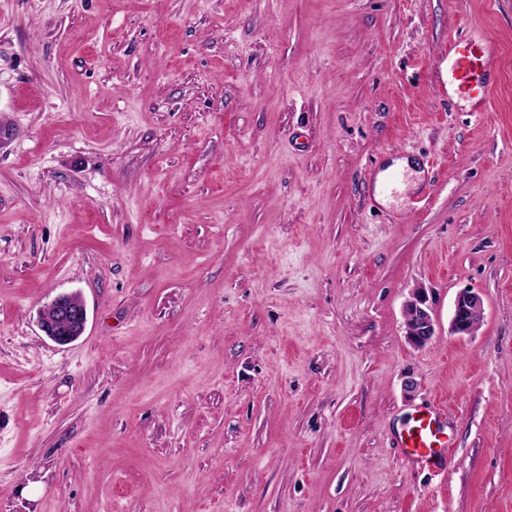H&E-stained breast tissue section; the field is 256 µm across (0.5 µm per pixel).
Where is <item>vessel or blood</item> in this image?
<instances>
[{
    "label": "vessel or blood",
    "mask_w": 512,
    "mask_h": 512,
    "mask_svg": "<svg viewBox=\"0 0 512 512\" xmlns=\"http://www.w3.org/2000/svg\"><path fill=\"white\" fill-rule=\"evenodd\" d=\"M496 44L487 37L473 35L453 43L448 50V83L467 90L476 108H483L493 83ZM446 411L433 407L413 416L398 434V444L411 458L442 464L448 454L445 436Z\"/></svg>",
    "instance_id": "obj_1"
}]
</instances>
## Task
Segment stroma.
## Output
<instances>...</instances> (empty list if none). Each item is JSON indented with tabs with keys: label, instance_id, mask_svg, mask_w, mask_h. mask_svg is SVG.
Instances as JSON below:
<instances>
[{
	"label": "stroma",
	"instance_id": "1",
	"mask_svg": "<svg viewBox=\"0 0 512 512\" xmlns=\"http://www.w3.org/2000/svg\"><path fill=\"white\" fill-rule=\"evenodd\" d=\"M0 126V512H512V0H0ZM497 45L485 36L472 35L453 43L448 49V98L455 85L465 88L474 100L475 111L484 107L493 83ZM412 164L409 162L407 158H401V159H395L393 160V163L391 166H389L386 170L381 172L376 181L375 186V192L376 197L379 200H382L383 202L387 201V191L384 190V184L386 183L387 179L389 178L390 174L396 173L398 176L397 182L394 184L393 188H401L402 187V180H403V173L409 172L412 174L411 171ZM404 326L407 340L417 348L428 346L435 336V319L422 288L414 289L406 301ZM483 298L473 290L458 293L451 318V331L457 335H471L477 325L476 318L483 312ZM88 320L87 308L72 294L59 293L39 315L42 332L57 345L63 346L83 336ZM446 411L436 407L420 411L398 433V445L409 448L408 456L416 460H432L442 465L448 454L445 438Z\"/></svg>",
	"mask_w": 512,
	"mask_h": 512
}]
</instances>
